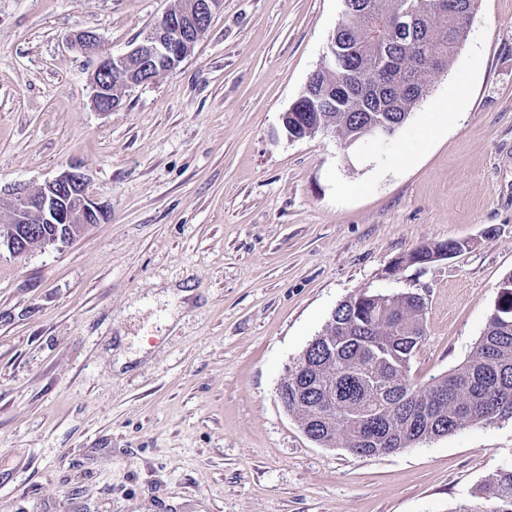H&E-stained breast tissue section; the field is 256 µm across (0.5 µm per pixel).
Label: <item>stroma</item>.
I'll list each match as a JSON object with an SVG mask.
<instances>
[{"label":"stroma","instance_id":"35a3bbf8","mask_svg":"<svg viewBox=\"0 0 512 512\" xmlns=\"http://www.w3.org/2000/svg\"><path fill=\"white\" fill-rule=\"evenodd\" d=\"M173 4L0 0V209L75 168L107 213L68 247L0 249V512H454L512 463V420L362 457L312 442L278 389L364 290L424 298L417 385L482 335L512 272V0H478L391 142L350 147L282 122L341 0H224L175 70L96 110L69 35L122 54ZM447 240L469 247L405 263Z\"/></svg>","mask_w":512,"mask_h":512}]
</instances>
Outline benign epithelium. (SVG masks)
<instances>
[{
  "label": "benign epithelium",
  "mask_w": 512,
  "mask_h": 512,
  "mask_svg": "<svg viewBox=\"0 0 512 512\" xmlns=\"http://www.w3.org/2000/svg\"><path fill=\"white\" fill-rule=\"evenodd\" d=\"M183 8L177 16L165 24L152 27L143 41L121 55L99 54L100 41L96 34L79 31L70 36V43L83 54L96 60L91 81L92 102L101 112L120 107L129 91L136 87L133 82L112 84V80H96L105 74L127 69H139L144 73L142 84L152 82L160 73L169 72L191 54L212 16L218 12L224 0H182ZM367 137L387 143L396 135V128L388 124H377L366 131ZM86 178L76 169L60 172L55 178L31 188L26 184H15L8 190L11 196L9 208L0 213V247L16 252V243L11 234L14 224H62L80 225L88 229L90 215L101 212L85 192Z\"/></svg>",
  "instance_id": "1"
}]
</instances>
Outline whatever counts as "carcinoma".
I'll return each mask as SVG.
<instances>
[{
	"label": "carcinoma",
	"instance_id": "1",
	"mask_svg": "<svg viewBox=\"0 0 512 512\" xmlns=\"http://www.w3.org/2000/svg\"><path fill=\"white\" fill-rule=\"evenodd\" d=\"M338 23L340 64L324 72L319 91L345 97L331 112H307L352 145L379 119L404 124L430 93L434 75L467 39L465 26L433 0H360ZM18 251L68 228L19 224ZM425 301L412 292L356 294L338 305L321 340L288 376V412L314 437L361 456L409 448L466 425L512 419V273L466 361L425 387L409 377L426 336ZM454 512H512V465L497 469L475 500Z\"/></svg>",
	"mask_w": 512,
	"mask_h": 512
}]
</instances>
